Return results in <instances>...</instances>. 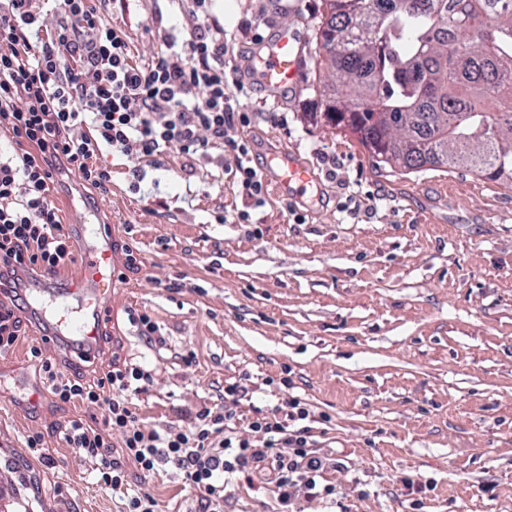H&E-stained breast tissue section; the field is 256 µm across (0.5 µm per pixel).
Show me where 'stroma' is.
<instances>
[{"mask_svg":"<svg viewBox=\"0 0 512 512\" xmlns=\"http://www.w3.org/2000/svg\"><path fill=\"white\" fill-rule=\"evenodd\" d=\"M212 11L235 38L229 69L250 86L255 163L272 167L291 152L310 165L319 194L297 202L301 224L273 189L250 223L219 224L217 214L245 209L220 174L232 154L196 161L191 175L175 151L143 163L146 183L159 185L152 195L130 189L125 157L104 153L112 192L97 211L144 265L116 289L105 311L115 333L84 377H98L116 354L153 370L137 409L145 425L164 427L177 408L223 405L225 383L242 374L252 385L241 411L251 415L273 403L265 381L288 367L296 394L331 417L322 447L346 456L366 486L363 497L349 491L348 512H402L395 479L404 475L435 480L424 512H512V186L464 170L384 172L354 137L314 122L324 0H213ZM104 16L124 24L137 54L160 49L158 27L187 20L178 0H132L125 13L108 5ZM286 18L301 37L305 75L273 95L254 83L253 59ZM271 107L277 120L264 114ZM158 278L187 286L168 292ZM129 306L153 317L164 344L135 336ZM20 318L17 344L0 355V470L20 512H118V498L59 437L86 409L45 394L30 403L40 387L30 347L59 359L65 351L45 342L29 313ZM37 432L52 463L27 453ZM151 486L163 512H200L175 472Z\"/></svg>","mask_w":512,"mask_h":512,"instance_id":"obj_1","label":"stroma"}]
</instances>
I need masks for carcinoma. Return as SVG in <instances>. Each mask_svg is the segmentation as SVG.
Masks as SVG:
<instances>
[{"instance_id":"cac0c4a2","label":"carcinoma","mask_w":512,"mask_h":512,"mask_svg":"<svg viewBox=\"0 0 512 512\" xmlns=\"http://www.w3.org/2000/svg\"><path fill=\"white\" fill-rule=\"evenodd\" d=\"M326 123L380 167L512 185V0H324Z\"/></svg>"}]
</instances>
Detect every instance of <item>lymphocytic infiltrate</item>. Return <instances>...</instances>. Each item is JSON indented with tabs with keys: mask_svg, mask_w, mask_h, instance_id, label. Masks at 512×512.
Instances as JSON below:
<instances>
[{
	"mask_svg": "<svg viewBox=\"0 0 512 512\" xmlns=\"http://www.w3.org/2000/svg\"><path fill=\"white\" fill-rule=\"evenodd\" d=\"M97 2L0 0V134L17 146L0 151V288L8 294L0 302V354L19 340L30 279L76 261L53 201L58 177L76 176L105 197L112 175L99 161L103 152L131 160L137 191L141 161L219 149L234 154L229 174L249 207L265 202V176L243 135L252 121L249 93L227 77L231 43L212 0H186L188 24L165 29L163 51L148 59L135 57L124 27L105 21ZM248 209L216 221L249 223ZM30 356L56 402L100 415V424L73 419L60 433L101 487L118 495L121 512H161L147 479L169 467L198 493L203 512H224L230 487L241 481L271 492L276 512H310L322 502L347 512L343 487L328 475L349 473L350 463L319 447L314 426L329 417L295 394L291 376L277 380V403L251 417L240 410L249 392L242 376L225 384L222 407L182 410L179 427L149 429L135 401L154 384L150 370L116 355L88 383L40 347ZM133 469L142 476L135 485Z\"/></svg>",
	"mask_w": 512,
	"mask_h": 512,
	"instance_id": "f902f5d3",
	"label": "lymphocytic infiltrate"
}]
</instances>
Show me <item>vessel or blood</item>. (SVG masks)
Segmentation results:
<instances>
[{
  "mask_svg": "<svg viewBox=\"0 0 512 512\" xmlns=\"http://www.w3.org/2000/svg\"><path fill=\"white\" fill-rule=\"evenodd\" d=\"M301 56L297 34L288 23H281L272 40L254 58L262 87L276 93L299 84ZM267 176L281 192L296 200L306 198L317 186L307 163L287 152L283 153L279 168L268 171ZM96 217V211L88 208L75 216L76 230L83 238L84 247L79 269L68 287L61 292L36 287L30 289L27 297L30 307L49 321L56 335L94 352L100 348L102 334L98 317L116 286L112 243Z\"/></svg>",
  "mask_w": 512,
  "mask_h": 512,
  "instance_id": "1",
  "label": "vessel or blood"
}]
</instances>
